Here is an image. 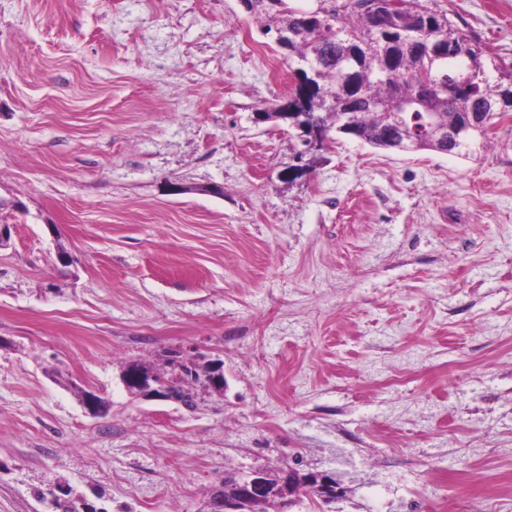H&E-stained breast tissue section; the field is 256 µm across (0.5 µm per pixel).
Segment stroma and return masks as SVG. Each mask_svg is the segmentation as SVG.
<instances>
[{"label": "stroma", "instance_id": "obj_1", "mask_svg": "<svg viewBox=\"0 0 512 512\" xmlns=\"http://www.w3.org/2000/svg\"><path fill=\"white\" fill-rule=\"evenodd\" d=\"M433 6L512 64V0ZM297 67L240 0H0V512L258 467L335 480L293 512H512V128L304 155L254 119ZM166 349L223 393L131 397ZM491 134L492 133L487 132L485 126L478 129L466 127L457 136V139L460 140L461 145L456 155L464 157L470 155L472 145L478 142L481 143L483 146V143L489 138V135ZM457 139L453 140L449 144V146H457L459 144V141Z\"/></svg>", "mask_w": 512, "mask_h": 512}]
</instances>
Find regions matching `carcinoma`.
<instances>
[{
	"label": "carcinoma",
	"instance_id": "carcinoma-1",
	"mask_svg": "<svg viewBox=\"0 0 512 512\" xmlns=\"http://www.w3.org/2000/svg\"><path fill=\"white\" fill-rule=\"evenodd\" d=\"M388 0H339L316 17L288 0H250L247 10L275 34V42L307 64L301 69L306 83L296 94L272 108L274 112L305 114L325 133L336 131L375 148H389L390 127L385 114L395 102L407 104L402 117L410 128L423 127L422 118L439 116L448 138L461 142L459 156L470 155L472 145L489 138L487 129L468 128L458 100L472 112H493L496 123L512 114V101L497 106L499 95L512 93V71L487 66L483 50L447 14L422 0H402L401 8ZM499 73L490 82L489 70ZM166 355L164 365L152 367L156 378L188 397L194 396L199 363ZM50 502L52 512H83L88 498L66 484Z\"/></svg>",
	"mask_w": 512,
	"mask_h": 512
}]
</instances>
